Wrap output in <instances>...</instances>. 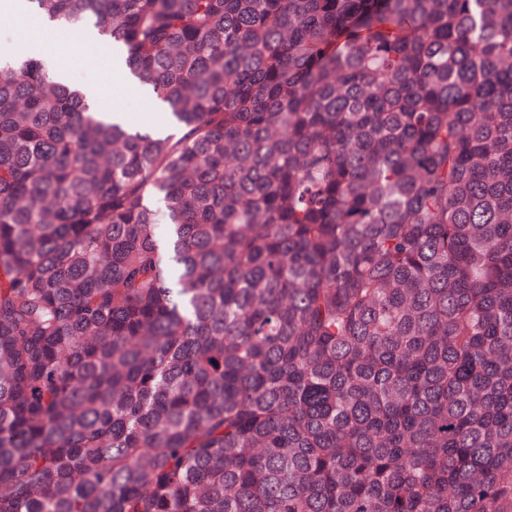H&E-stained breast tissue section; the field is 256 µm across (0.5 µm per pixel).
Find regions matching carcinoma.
Wrapping results in <instances>:
<instances>
[{"mask_svg": "<svg viewBox=\"0 0 512 512\" xmlns=\"http://www.w3.org/2000/svg\"><path fill=\"white\" fill-rule=\"evenodd\" d=\"M30 3L162 110L0 46V512H512V0ZM105 102L109 107L112 105L129 113L132 116L131 122H151L152 117L156 116L141 112L147 109L146 99L141 95L138 86L128 77H126L125 88L121 91L114 90L113 97L111 90ZM138 117L139 119L136 120Z\"/></svg>", "mask_w": 512, "mask_h": 512, "instance_id": "cac0c4a2", "label": "carcinoma"}]
</instances>
